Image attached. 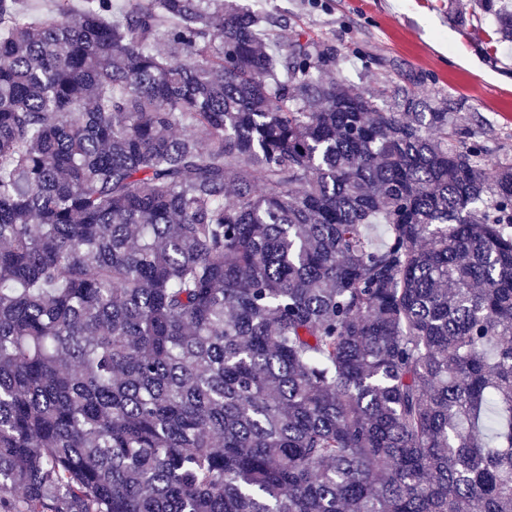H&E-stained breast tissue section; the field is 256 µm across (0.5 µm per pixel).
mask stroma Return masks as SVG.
<instances>
[{"instance_id":"1","label":"stroma","mask_w":512,"mask_h":512,"mask_svg":"<svg viewBox=\"0 0 512 512\" xmlns=\"http://www.w3.org/2000/svg\"><path fill=\"white\" fill-rule=\"evenodd\" d=\"M449 0H270L281 41L305 29L335 48L342 64L336 76L356 86L418 79L423 95L459 104L462 116L500 153L512 155V44L494 57L482 49L488 21L458 26L448 17ZM382 58L385 67L363 72L359 51Z\"/></svg>"}]
</instances>
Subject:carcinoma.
Listing matches in <instances>:
<instances>
[{"label": "carcinoma", "instance_id": "cac0c4a2", "mask_svg": "<svg viewBox=\"0 0 512 512\" xmlns=\"http://www.w3.org/2000/svg\"><path fill=\"white\" fill-rule=\"evenodd\" d=\"M22 4L0 512H512V159L239 0Z\"/></svg>", "mask_w": 512, "mask_h": 512}]
</instances>
